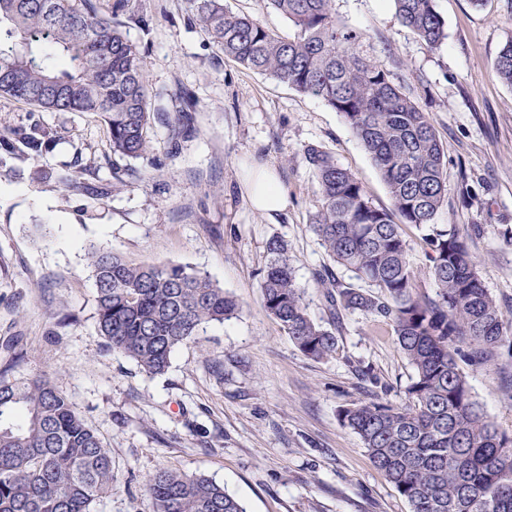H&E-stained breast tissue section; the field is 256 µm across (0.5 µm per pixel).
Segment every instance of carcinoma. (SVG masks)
Wrapping results in <instances>:
<instances>
[{
    "label": "carcinoma",
    "mask_w": 512,
    "mask_h": 512,
    "mask_svg": "<svg viewBox=\"0 0 512 512\" xmlns=\"http://www.w3.org/2000/svg\"><path fill=\"white\" fill-rule=\"evenodd\" d=\"M131 0L106 9L93 0H0V97L51 112H92L107 126L112 154L140 158L151 138L149 82L119 17ZM192 17L224 56L322 99L342 115L371 156L392 208L376 206L361 182L315 145L305 149L321 205L310 227L347 280L316 272L333 319L359 313L388 327L414 375L406 401L378 396L339 409L373 466L410 512H512V433L488 419L458 361L492 369L512 356L507 321L478 273L463 237L434 224L447 193L443 145L429 113L406 97L364 36L337 18L333 0H265L295 28L267 30L226 0H188ZM399 22L428 47L447 37L436 0H393ZM512 86V39L494 61ZM33 148L46 128L14 133ZM426 230L425 269L414 268L402 226ZM260 288L269 314L308 358L336 354V329L307 313L284 244L268 243ZM100 334L109 348L161 374L173 352L210 323L237 316L235 297L182 265L133 264L110 250L91 252ZM432 281L435 295L422 286ZM145 490L154 512H246L212 479L161 470ZM112 491V455L47 375L0 373V512H97Z\"/></svg>",
    "instance_id": "obj_1"
}]
</instances>
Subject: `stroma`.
<instances>
[{"label": "stroma", "instance_id": "obj_1", "mask_svg": "<svg viewBox=\"0 0 512 512\" xmlns=\"http://www.w3.org/2000/svg\"><path fill=\"white\" fill-rule=\"evenodd\" d=\"M127 23L154 112L146 156L113 155L100 117L49 112L0 97V137L50 129L52 147L0 148V371L54 377L112 455L99 512H153L143 483L160 469L203 474L247 512H410L338 418L372 393L405 400L413 374L389 331L359 314L334 324L316 270L327 252L310 228L320 199L307 146L330 151L373 203L390 195L344 118L312 95L244 69L190 21L187 0H131ZM402 92L429 113L447 156L448 197L435 218L465 237L478 272L512 320V88L493 64L512 39V0H437L447 38L427 47L398 21L393 0H335ZM272 167L285 212L254 210L244 167ZM69 171L71 184L57 180ZM280 240L310 317L337 326L334 357L304 356L266 310L260 273ZM206 273L240 305L207 325L151 376L108 348L96 325L89 254ZM486 415L512 431V361L463 365Z\"/></svg>", "mask_w": 512, "mask_h": 512}]
</instances>
